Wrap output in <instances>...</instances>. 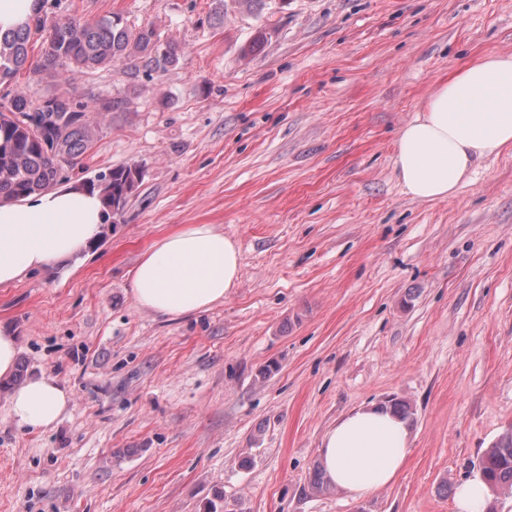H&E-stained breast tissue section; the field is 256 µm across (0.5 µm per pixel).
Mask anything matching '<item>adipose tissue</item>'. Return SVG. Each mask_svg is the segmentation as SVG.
Here are the masks:
<instances>
[{
    "instance_id": "ef3b65f1",
    "label": "adipose tissue",
    "mask_w": 512,
    "mask_h": 512,
    "mask_svg": "<svg viewBox=\"0 0 512 512\" xmlns=\"http://www.w3.org/2000/svg\"><path fill=\"white\" fill-rule=\"evenodd\" d=\"M512 149V54H488L439 82L423 109L398 131L394 169L406 195L447 200L476 161ZM99 191L77 183L0 203V287L26 274L77 260L102 231ZM241 273V249L211 224H189L141 254L131 289L136 306L179 317L223 302ZM11 420L33 431L55 425L71 403L43 374L7 395ZM408 422L370 405L339 418L324 433L319 464L328 481L358 500L391 484L409 455Z\"/></svg>"
}]
</instances>
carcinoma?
I'll list each match as a JSON object with an SVG mask.
<instances>
[{
    "instance_id": "cac0c4a2",
    "label": "carcinoma",
    "mask_w": 512,
    "mask_h": 512,
    "mask_svg": "<svg viewBox=\"0 0 512 512\" xmlns=\"http://www.w3.org/2000/svg\"><path fill=\"white\" fill-rule=\"evenodd\" d=\"M45 24V15L39 12L20 29L0 34V81L26 67L32 31L43 30ZM179 55V45L161 39L152 23L132 27L119 14L69 19L52 25L45 63L30 72L35 80L46 74L62 85L125 61L150 77L176 66ZM125 109L124 98L92 96L76 102L64 92L38 97L21 93L0 105V200L53 188L64 168L79 163L98 142L100 117ZM143 176L138 165L121 164L99 171L86 185L102 192L107 216L114 219L124 212ZM480 470L491 491L512 494V429L486 451Z\"/></svg>"
}]
</instances>
